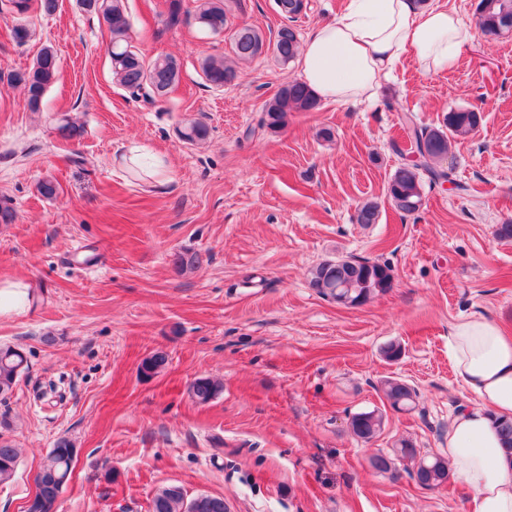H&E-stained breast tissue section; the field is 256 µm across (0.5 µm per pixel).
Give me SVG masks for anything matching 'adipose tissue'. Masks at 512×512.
Listing matches in <instances>:
<instances>
[{
  "label": "adipose tissue",
  "mask_w": 512,
  "mask_h": 512,
  "mask_svg": "<svg viewBox=\"0 0 512 512\" xmlns=\"http://www.w3.org/2000/svg\"><path fill=\"white\" fill-rule=\"evenodd\" d=\"M473 38L471 22L442 5L349 0L336 21L318 26L304 42L303 80L320 100L358 104L375 98L401 58L442 74ZM448 356L477 402L457 411L444 456L473 490V512H512V455L498 431L499 421L512 419V336L474 314L451 327Z\"/></svg>",
  "instance_id": "ef3b65f1"
}]
</instances>
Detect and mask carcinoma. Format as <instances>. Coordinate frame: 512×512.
Instances as JSON below:
<instances>
[{
  "label": "carcinoma",
  "mask_w": 512,
  "mask_h": 512,
  "mask_svg": "<svg viewBox=\"0 0 512 512\" xmlns=\"http://www.w3.org/2000/svg\"><path fill=\"white\" fill-rule=\"evenodd\" d=\"M278 13L286 21L299 15L304 4L302 0H276ZM59 7V0H9L7 12L19 16L11 27V36L19 45L31 38V30L22 18L35 13L52 15ZM83 8L102 16L110 33L108 49L113 80L131 93L148 88L154 98H163L180 80V66L172 57L157 58L151 62L141 55L131 42L130 22L125 15L121 0H83ZM479 26L489 36L499 35V30L512 28V0H480ZM230 7L228 0H197L195 20L213 34L228 32L231 43V56L228 58H208L202 64V72L208 84L222 88L231 84L237 77V64L247 62L264 54L271 53L279 63L286 65L299 53L300 42L292 26L284 23L276 31L274 38L265 39L262 31L254 26L229 25ZM187 10L184 0H168L167 24L175 27L183 22ZM58 73L57 54L53 47L41 48L36 59L24 69L13 70L7 75V82L23 89L27 107L39 112L48 89L55 83ZM319 104L313 91L306 83L293 80L283 83L277 92L267 100L262 109L260 127L278 132L288 122L290 112H310ZM400 124L407 131L409 145L395 142L392 149L403 159L387 185V196L394 207L404 213L413 214L423 205L422 178L429 182L452 181V172L440 167L441 157L448 154L449 135L466 134L473 131L481 120L473 110H452L444 117L439 127L419 126L415 116L404 112L399 117ZM59 135L67 140L82 136L83 127L65 117L57 126ZM208 128L201 122H193L180 131L182 140L197 143L206 139ZM378 206L366 202L358 208L356 220L360 224H374L378 221ZM174 265L182 270H192L201 263L196 252L185 251L174 255ZM391 269L385 263L350 257L338 258L319 263L311 270L310 287L325 297L336 296V287L343 286L341 292L362 305L374 295L390 287ZM168 363V355L155 351L144 358L139 366L142 376L150 378L163 371ZM28 370V359L18 345L0 343V402H7L22 375ZM223 391V384L217 379L200 377L190 385V394L199 405H206ZM386 399L397 411H410L415 408L416 392L399 381L384 383ZM353 434L365 441L375 437L382 428L383 416L372 410L357 413L351 418ZM417 448L412 442L401 439L390 454H378L372 465L381 473L396 467V462L408 460L413 464L410 474L419 484L439 488L449 479L448 461L440 456L417 457ZM20 450L9 439L0 434V484L12 480L15 475ZM77 461L72 441L60 437L45 456L41 470L55 472L63 479H70ZM151 512H226L224 498L209 494H199L191 499L181 487L168 485L158 489L152 497Z\"/></svg>",
  "instance_id": "1"
}]
</instances>
